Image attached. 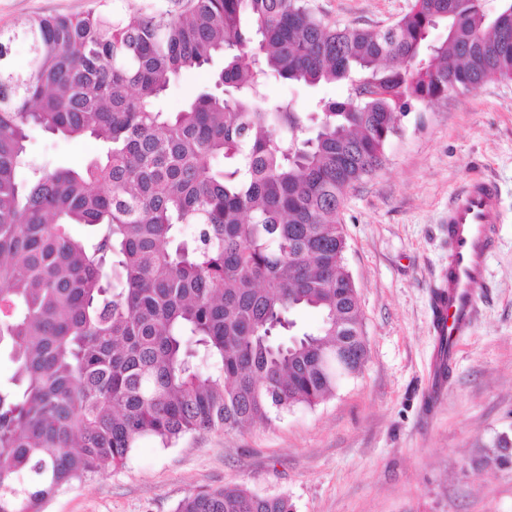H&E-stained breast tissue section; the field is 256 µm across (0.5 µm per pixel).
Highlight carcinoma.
I'll use <instances>...</instances> for the list:
<instances>
[{
    "label": "carcinoma",
    "instance_id": "1",
    "mask_svg": "<svg viewBox=\"0 0 512 512\" xmlns=\"http://www.w3.org/2000/svg\"><path fill=\"white\" fill-rule=\"evenodd\" d=\"M218 56L224 67L180 111L157 108ZM272 77L344 82L347 95L299 112L262 92ZM494 77L512 79V0L492 13L413 0L385 29L336 28L304 0H186L176 13L0 29V351L14 364L0 378V512H43L144 437L169 447L268 422L359 374L368 348L344 198L383 166L398 114ZM35 126L88 135L103 153L81 170L38 167ZM304 310L320 315L313 331ZM508 444L484 464L512 463ZM175 512L293 508L234 486L193 491Z\"/></svg>",
    "mask_w": 512,
    "mask_h": 512
}]
</instances>
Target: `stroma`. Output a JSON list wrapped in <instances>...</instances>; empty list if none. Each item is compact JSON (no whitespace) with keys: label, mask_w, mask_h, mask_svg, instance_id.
Here are the masks:
<instances>
[{"label":"stroma","mask_w":512,"mask_h":512,"mask_svg":"<svg viewBox=\"0 0 512 512\" xmlns=\"http://www.w3.org/2000/svg\"><path fill=\"white\" fill-rule=\"evenodd\" d=\"M308 2L342 28L391 25L413 0ZM145 6L170 10L174 0H0V29ZM264 91L301 112L346 95L337 82L271 79ZM27 147L35 164L72 168L102 151L95 139L38 127ZM474 177L496 185L500 224L474 324L435 393L431 296L448 267V204ZM341 219L369 346L357 377L269 424L188 435L168 448L143 439L122 466L74 482L45 512H174L189 492L230 484L288 496L294 512H512V464H480L499 436L512 437V79L400 115L383 168L349 191Z\"/></svg>","instance_id":"1"}]
</instances>
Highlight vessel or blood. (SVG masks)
Wrapping results in <instances>:
<instances>
[{
    "label": "vessel or blood",
    "instance_id": "vessel-or-blood-1",
    "mask_svg": "<svg viewBox=\"0 0 512 512\" xmlns=\"http://www.w3.org/2000/svg\"><path fill=\"white\" fill-rule=\"evenodd\" d=\"M501 201L491 182L473 179L448 206V238L452 244L448 271L432 300V325L438 339L456 352L472 326L475 292L486 280Z\"/></svg>",
    "mask_w": 512,
    "mask_h": 512
}]
</instances>
